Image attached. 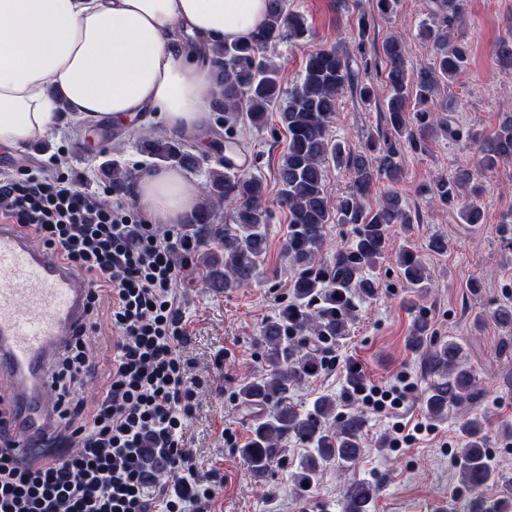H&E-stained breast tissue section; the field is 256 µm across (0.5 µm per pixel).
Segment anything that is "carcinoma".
I'll return each instance as SVG.
<instances>
[{
	"instance_id": "1",
	"label": "carcinoma",
	"mask_w": 512,
	"mask_h": 512,
	"mask_svg": "<svg viewBox=\"0 0 512 512\" xmlns=\"http://www.w3.org/2000/svg\"><path fill=\"white\" fill-rule=\"evenodd\" d=\"M432 5L433 25L423 28L434 51L430 65L410 68L403 39L397 35L387 37L381 45L389 94L382 105L384 131L378 135L382 145L377 148L372 139L365 149L347 153L330 135L329 121L345 88L357 89L366 102L374 98L372 84L359 82L350 57L337 49L323 48L311 54L300 83L281 100L280 71L264 53L307 31L301 16L286 12V0H269L264 23L248 39L225 41L211 50L210 65L227 134L224 149L231 155L244 150V144L235 138L234 127L241 122L262 126L269 108L276 103L280 104L281 124L288 132L287 151L277 171V205L288 212L283 251L297 274L289 284V302L265 322L260 333L265 373L238 391L241 406L254 414L251 436L239 453L255 478H263L283 464L280 444L290 436L308 446L290 474L291 482L301 490L304 484L314 483L324 465L335 463L346 471L360 459L359 417L340 415L332 425L329 418L337 408L335 397L322 395L311 409L302 411L289 401L288 393L318 375L332 347L349 336L356 297L374 293V282L363 272L384 255L388 226L413 223L396 192L388 193L375 207H366L364 199L376 179L399 180L402 148L420 149L424 134L432 127L430 111H411V99L429 102L437 94L440 79L454 80L468 60V45L452 36L463 0H432ZM496 53L502 67L511 70L512 38L499 41ZM187 140L185 134L171 140L151 130L141 136L142 147L152 158L191 169L196 157L186 149ZM330 160L351 174L350 191L334 204L328 201L324 188ZM511 161L512 115H506L481 146L479 170L491 171ZM469 178L467 171L439 176L428 192L439 205H461L463 222L478 224L482 220L478 203L473 199L461 202L463 181ZM203 190L225 206L224 216L213 208H200L187 217L185 235L204 249L199 257L207 269L209 287L226 292L246 287L257 277L268 250L271 211L262 203L263 182L227 158L221 168L209 172ZM329 224L353 225L355 239L351 247L336 250L328 259L323 251ZM398 264L411 286L425 284V268L416 254L401 250ZM492 317L512 331L511 304L497 306ZM430 329L428 318L418 315L408 341L436 377L425 407L430 417L440 419L449 407L475 398L476 380L461 362V347L454 342L432 343ZM460 430L464 440L461 482L475 492L494 480L484 425L476 418L467 419ZM376 492L369 483L349 486L341 512H368Z\"/></svg>"
}]
</instances>
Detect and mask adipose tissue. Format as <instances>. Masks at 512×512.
Here are the masks:
<instances>
[{
    "label": "adipose tissue",
    "instance_id": "1",
    "mask_svg": "<svg viewBox=\"0 0 512 512\" xmlns=\"http://www.w3.org/2000/svg\"><path fill=\"white\" fill-rule=\"evenodd\" d=\"M267 0H0V146L24 149L72 119L123 124L157 111L171 131L203 129L218 105L213 44L250 37ZM158 224L203 204L160 166L133 188Z\"/></svg>",
    "mask_w": 512,
    "mask_h": 512
}]
</instances>
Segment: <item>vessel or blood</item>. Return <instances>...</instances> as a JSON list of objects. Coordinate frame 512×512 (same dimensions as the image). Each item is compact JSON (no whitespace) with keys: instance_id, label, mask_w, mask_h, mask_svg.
<instances>
[{"instance_id":"1","label":"vessel or blood","mask_w":512,"mask_h":512,"mask_svg":"<svg viewBox=\"0 0 512 512\" xmlns=\"http://www.w3.org/2000/svg\"><path fill=\"white\" fill-rule=\"evenodd\" d=\"M90 290L82 274L55 252L0 224V396L12 407L19 448L49 468L40 445L57 423L51 374L87 315Z\"/></svg>"}]
</instances>
